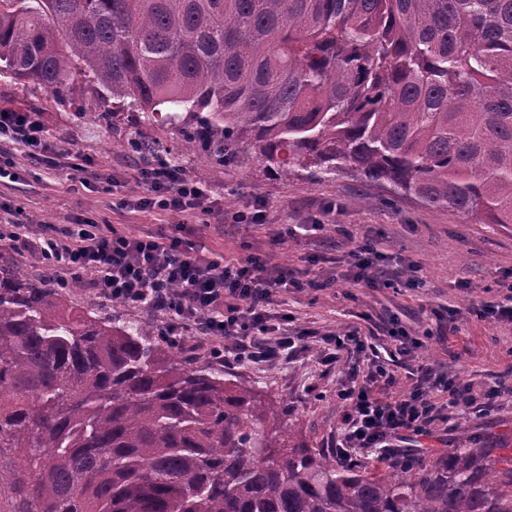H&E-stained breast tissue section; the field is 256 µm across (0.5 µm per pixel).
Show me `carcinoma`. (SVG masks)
I'll return each mask as SVG.
<instances>
[{
  "instance_id": "1",
  "label": "carcinoma",
  "mask_w": 512,
  "mask_h": 512,
  "mask_svg": "<svg viewBox=\"0 0 512 512\" xmlns=\"http://www.w3.org/2000/svg\"><path fill=\"white\" fill-rule=\"evenodd\" d=\"M0 74L185 110L207 164L348 166L512 224V0H0ZM49 284L0 249V512H512V455L339 464L276 433L287 402Z\"/></svg>"
}]
</instances>
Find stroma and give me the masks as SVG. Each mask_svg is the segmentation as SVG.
Listing matches in <instances>:
<instances>
[{
	"label": "stroma",
	"instance_id": "1",
	"mask_svg": "<svg viewBox=\"0 0 512 512\" xmlns=\"http://www.w3.org/2000/svg\"><path fill=\"white\" fill-rule=\"evenodd\" d=\"M0 109L39 113L51 157L78 152L91 161L85 173L39 169L21 146H0L21 175L18 182L0 185V224L12 220L16 207L35 224H66L83 215L131 234L149 224H205L211 251L224 259L261 254L270 266L288 268L298 277L309 270L326 280L323 288L289 289L271 306L272 312L288 315L289 330L307 334L306 351L271 365L227 368L254 388L265 409L287 402L285 424L297 442L334 453L344 414L336 386L347 367L341 363L330 371L323 366L317 336L354 325L386 344L394 318L417 346L393 365L396 381L389 395L409 392L418 365L426 364L447 374L473 403L469 412L435 423L419 451L421 462L430 463L474 437L488 448L512 449V321L475 314L476 308L507 303L512 224L461 223L446 208L393 197L388 187L362 180L347 167L314 181L303 171L276 175L255 161L237 168L203 165L176 125L138 111H113L111 102H99L82 78L63 101L34 83L0 76ZM89 112L100 113V120H86ZM137 140L159 144L188 175L201 177L210 198L226 212L261 207L262 223L248 229L228 223L220 229L199 213L165 215L125 207L142 159L132 147ZM284 224L298 231L276 240ZM368 238L383 254L372 287L355 278L354 251ZM414 275L423 279V287H410ZM498 385L503 391L494 409L481 411L484 393Z\"/></svg>",
	"mask_w": 512,
	"mask_h": 512
}]
</instances>
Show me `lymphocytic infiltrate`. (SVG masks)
Returning a JSON list of instances; mask_svg holds the SVG:
<instances>
[{"mask_svg":"<svg viewBox=\"0 0 512 512\" xmlns=\"http://www.w3.org/2000/svg\"><path fill=\"white\" fill-rule=\"evenodd\" d=\"M0 142L21 145L35 164L52 163L37 113L0 109ZM133 179L138 190L129 200L146 212H200L229 217L244 227L262 219L258 210L225 213L206 195L202 182L160 155L143 159ZM0 247L20 256L37 253L60 280L85 279L101 300L150 307L163 315L164 332L175 345L183 344L185 332L196 331L217 361L272 363L302 348L300 337L288 332L287 317L270 312L274 295L297 287V280L285 270L270 272L267 261L258 257L237 263L213 259L201 225L160 224L131 235L91 219L48 226L19 219L14 232L0 236ZM389 335L398 341L397 349L373 343L356 326L320 339L327 365L346 355L367 359L362 381L341 384L337 391L346 405L336 449L342 463L367 452L393 465H414L418 452L413 442L429 436L443 410L459 405L457 387L423 364L416 386L403 396L375 390V383H394L390 362L410 352L403 327L392 325Z\"/></svg>","mask_w":512,"mask_h":512,"instance_id":"1","label":"lymphocytic infiltrate"}]
</instances>
